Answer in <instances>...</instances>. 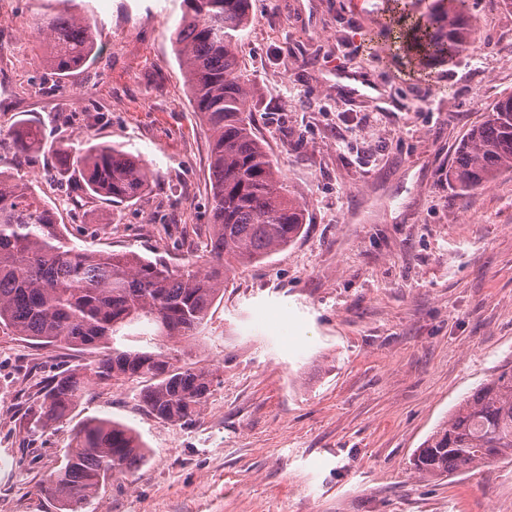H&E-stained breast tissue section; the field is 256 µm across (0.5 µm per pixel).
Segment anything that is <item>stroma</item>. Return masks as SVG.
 Listing matches in <instances>:
<instances>
[{"mask_svg":"<svg viewBox=\"0 0 512 512\" xmlns=\"http://www.w3.org/2000/svg\"><path fill=\"white\" fill-rule=\"evenodd\" d=\"M56 4L0 0V167L58 205L76 244L179 268L210 236L208 133L170 42L183 0H72L97 51L59 86L30 31ZM395 6L251 0L250 118L305 205L304 231L230 273L201 336L158 340L219 376L188 426L148 415L128 382L28 432L40 383L92 356L0 327V512H58L46 480L91 416L134 427L148 458L84 512H512V463L435 480L410 466L463 398L512 367V172L469 193L448 181L468 129L512 93V74L480 65L512 56V8L470 0L472 50L418 71L377 36ZM22 122L74 149L121 146L149 165V191L117 209L62 197L55 158L13 148Z\"/></svg>","mask_w":512,"mask_h":512,"instance_id":"35a3bbf8","label":"stroma"}]
</instances>
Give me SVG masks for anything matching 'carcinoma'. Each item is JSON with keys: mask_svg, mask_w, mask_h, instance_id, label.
I'll use <instances>...</instances> for the list:
<instances>
[{"mask_svg": "<svg viewBox=\"0 0 512 512\" xmlns=\"http://www.w3.org/2000/svg\"><path fill=\"white\" fill-rule=\"evenodd\" d=\"M171 40L187 90L209 133L212 234L206 257L172 270L133 251H88L74 244L58 208L31 185L0 170V326L40 346L92 351L90 364L44 381L29 424L51 428L68 420L94 385L143 384L139 406L165 424L186 425L206 405L214 371L177 365L148 345L156 337L201 335L211 308L224 295L229 273L292 244L306 224L305 205L285 194L270 153L246 113L238 41L251 22L250 0H183ZM469 0H434L427 18L406 0L379 35L406 44L422 65L451 62L472 43ZM32 37L58 78L70 75L95 50L94 24L63 8L35 14ZM19 152L47 150L73 175L61 191H84L114 205L139 199L151 171L110 143L76 155L43 132L20 125ZM512 170V94L499 99L456 149L448 182L462 192ZM146 444L131 426L90 417L74 427L61 466L46 490L61 512H81L112 479L133 474ZM512 462V370L482 383L422 443L412 465L437 479L500 461Z\"/></svg>", "mask_w": 512, "mask_h": 512, "instance_id": "carcinoma-1", "label": "carcinoma"}]
</instances>
